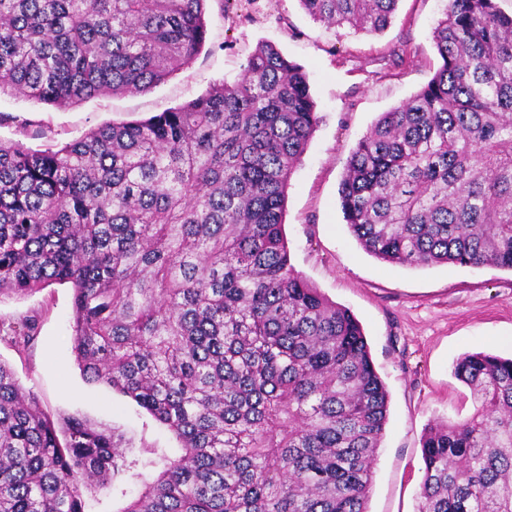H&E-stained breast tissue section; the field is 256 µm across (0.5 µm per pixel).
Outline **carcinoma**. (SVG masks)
I'll return each mask as SVG.
<instances>
[{
  "label": "carcinoma",
  "mask_w": 512,
  "mask_h": 512,
  "mask_svg": "<svg viewBox=\"0 0 512 512\" xmlns=\"http://www.w3.org/2000/svg\"><path fill=\"white\" fill-rule=\"evenodd\" d=\"M206 0H0V93L65 108L142 93L199 55ZM379 33L399 0H299ZM441 65L381 113L339 185L383 262L512 271V13L447 0ZM319 123L304 69L261 42L240 76L58 149L0 141V294L73 289L79 367L176 435L144 460L115 432L53 418L0 362V512H367L389 394L361 324L291 263L283 215ZM35 320L4 340L25 350ZM474 411L422 437L418 512H512V358L465 353ZM126 499L112 493V479L110 485L100 488L86 495V512H117L125 506Z\"/></svg>",
  "instance_id": "obj_1"
}]
</instances>
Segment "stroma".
I'll return each instance as SVG.
<instances>
[{
  "label": "stroma",
  "mask_w": 512,
  "mask_h": 512,
  "mask_svg": "<svg viewBox=\"0 0 512 512\" xmlns=\"http://www.w3.org/2000/svg\"><path fill=\"white\" fill-rule=\"evenodd\" d=\"M447 0H399L380 33L314 21L299 0H207L200 55L150 92L102 95L62 109L0 95V141L60 146L106 123L144 120L234 80L258 42L301 65L321 121L288 188L284 230L295 269L360 321L389 393V414L368 512H418L427 424L472 413L473 394L452 365L466 352L512 357V272L446 264L406 267L368 255L350 233L338 188L358 140L382 112L419 92L440 58L432 31ZM73 291L53 284L0 296V322L32 316L36 339L20 351L0 341V362L51 416L80 414L115 429L132 449L180 452L176 437L130 398L86 381L72 351Z\"/></svg>",
  "instance_id": "1"
}]
</instances>
